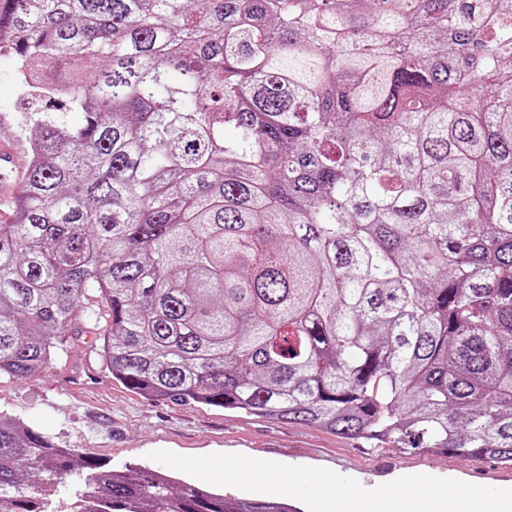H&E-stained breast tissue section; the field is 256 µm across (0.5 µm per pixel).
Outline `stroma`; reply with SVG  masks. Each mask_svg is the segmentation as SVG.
Masks as SVG:
<instances>
[{"instance_id":"stroma-1","label":"stroma","mask_w":512,"mask_h":512,"mask_svg":"<svg viewBox=\"0 0 512 512\" xmlns=\"http://www.w3.org/2000/svg\"><path fill=\"white\" fill-rule=\"evenodd\" d=\"M28 102L21 94L12 57L0 56V149L13 152V184H21L29 145L19 127ZM100 341L84 320L49 369L32 380L0 376V414L49 434L60 445L115 468L159 469L150 452L185 456L238 453L289 465L324 467L350 461L363 470H408L445 477L449 466L481 473L496 468L491 459L475 460L425 450L374 452L328 430L294 422L255 418L197 404L151 401L113 380L99 357Z\"/></svg>"}]
</instances>
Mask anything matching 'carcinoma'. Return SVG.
Instances as JSON below:
<instances>
[{"mask_svg": "<svg viewBox=\"0 0 512 512\" xmlns=\"http://www.w3.org/2000/svg\"><path fill=\"white\" fill-rule=\"evenodd\" d=\"M2 52L0 376L83 313L147 399L512 465V0H0ZM0 512L296 510L0 415ZM28 102L21 94L16 77L15 63L8 55L0 56V149L12 151L13 155L0 152V188L6 189L7 172L12 170L11 180L20 187L24 178L29 145L19 129V112H25Z\"/></svg>", "mask_w": 512, "mask_h": 512, "instance_id": "1", "label": "carcinoma"}]
</instances>
